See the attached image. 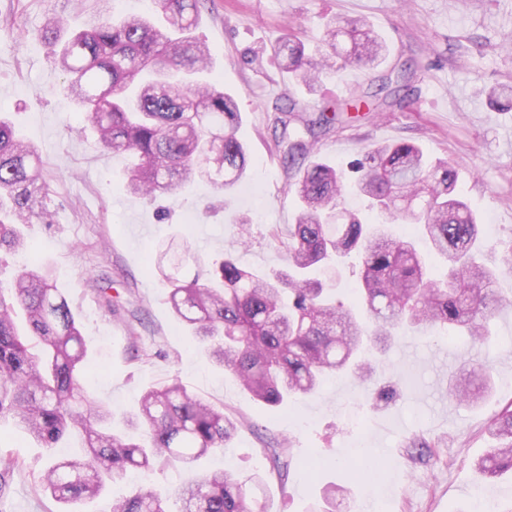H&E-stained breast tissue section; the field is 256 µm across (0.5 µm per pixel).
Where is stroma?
Wrapping results in <instances>:
<instances>
[{"instance_id": "35a3bbf8", "label": "stroma", "mask_w": 512, "mask_h": 512, "mask_svg": "<svg viewBox=\"0 0 512 512\" xmlns=\"http://www.w3.org/2000/svg\"><path fill=\"white\" fill-rule=\"evenodd\" d=\"M86 14L79 0H0V113L47 163V214L30 219L23 234L40 246L81 324L96 365L91 396L129 414L145 390L176 377L223 406L238 429L201 466L243 477L264 474L256 496L265 512H305L330 482L346 486L336 512H373L380 500L388 512L464 510L479 485L512 499V477L485 481L473 467L493 443L489 418L512 400V270L498 280L510 305L490 321L492 344L410 334L366 382L342 377L318 395L271 408L255 403L199 349L148 266L158 245L173 239L187 241L209 266L233 249L258 272L281 268L283 251L272 233L296 219L289 186L298 177L297 163L287 159L282 119L302 127L324 106L376 91L380 76L405 63L414 75L401 105L343 115L318 132L312 155L347 170L365 149L409 142L429 158L447 160L457 172V191L479 220L486 250L504 258L503 245L512 241V153L504 150L512 139V108L487 91L512 86V0H204L193 35L211 50V79L236 100L250 167L231 191L198 181L173 198L126 192L123 157L96 147L37 35L53 15L62 23L61 38H68ZM341 17L371 23L387 46L384 63L374 71L340 68L310 87L289 78L274 46L289 29L317 35L323 22ZM289 96L298 110L287 117L282 109ZM244 216L250 222L243 227ZM241 237L247 247H238ZM108 285L123 302L116 315L100 293ZM132 327L149 352L140 362L129 359ZM477 361L490 371L489 396L474 405L450 400L449 374ZM360 404L367 421L351 425L346 417ZM285 436L293 441L294 459L283 477L266 447ZM415 437L430 442L429 460L412 458L408 445ZM0 450L22 463L0 496V512H59L41 478L53 458L83 455L78 441L50 452L2 423ZM354 458H378L383 466L363 483L346 466Z\"/></svg>"}]
</instances>
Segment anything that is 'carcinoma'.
Returning a JSON list of instances; mask_svg holds the SVG:
<instances>
[{"label": "carcinoma", "mask_w": 512, "mask_h": 512, "mask_svg": "<svg viewBox=\"0 0 512 512\" xmlns=\"http://www.w3.org/2000/svg\"><path fill=\"white\" fill-rule=\"evenodd\" d=\"M201 0H152L164 28L130 15L112 20L109 0H95L87 28L59 42L53 19L38 36L58 57L64 87L97 133L105 152L134 158L125 188L156 196L184 183L204 180L233 189L246 175L248 155L237 137L240 114L218 84L198 78L210 51L192 36ZM319 43L307 49L294 31L277 46L284 69L310 85L341 65L378 68L386 46L364 20L337 19L324 26ZM40 152L0 116V250L26 254L34 247L19 225L43 209L50 184ZM359 174L348 182L334 166L315 158L300 167L293 184L299 210L288 225L285 265L260 277L241 267L233 252L219 270L205 269L191 246L169 243L154 260L179 322L189 328L209 357L240 382L257 402L278 406L285 397L315 395L325 380L351 368H371L402 331L444 332L487 343L484 323L501 306L499 269L482 262L479 224L455 194L456 173L446 161H430L422 149L400 142L362 154ZM367 197L370 208L390 221L416 228L430 241L443 269L432 273L413 242L366 224L343 208L348 188ZM342 220L331 224L334 211ZM356 255L361 285L353 299L336 298L333 284L312 277L317 269L341 265ZM195 265L193 277L185 269ZM94 365L66 297L52 270L39 258L0 281V419H12L29 437L52 448L79 433L86 455L52 463L42 487L71 505L99 497L131 471L152 474L170 462L191 469L224 449L238 421L189 391L178 379L147 389L131 424L142 442L112 431V412L88 398ZM491 377L480 366L449 376L448 397L481 399ZM496 444L478 458L475 470L488 478L512 472V402L491 417ZM19 460L0 454V494L9 487ZM226 471L190 479L179 512H256L247 482ZM111 512H170L149 485L112 499Z\"/></svg>", "instance_id": "carcinoma-1"}]
</instances>
